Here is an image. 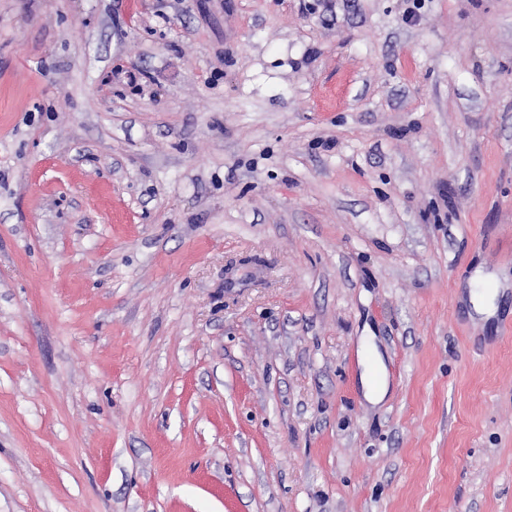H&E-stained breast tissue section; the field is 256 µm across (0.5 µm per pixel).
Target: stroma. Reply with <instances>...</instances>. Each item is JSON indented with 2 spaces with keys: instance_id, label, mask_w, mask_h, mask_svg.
<instances>
[{
  "instance_id": "stroma-1",
  "label": "stroma",
  "mask_w": 512,
  "mask_h": 512,
  "mask_svg": "<svg viewBox=\"0 0 512 512\" xmlns=\"http://www.w3.org/2000/svg\"><path fill=\"white\" fill-rule=\"evenodd\" d=\"M412 3L0 0V512H512V0ZM487 278L488 277L485 276L480 269L475 271L471 284L472 290L469 293V301L476 313L489 318L492 317L497 310L495 304L497 291L495 290L493 292H489L486 296H481L477 293L476 289L479 285L483 284ZM374 336H365L363 347L362 371L360 383L366 401L372 404L380 403L387 394V385L374 380L372 376V363L382 365V356L374 345Z\"/></svg>"
}]
</instances>
